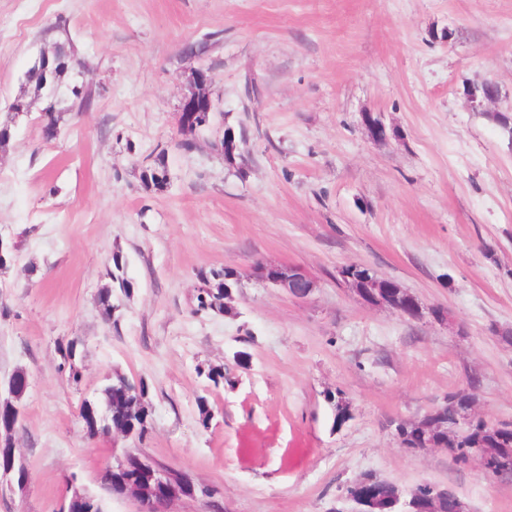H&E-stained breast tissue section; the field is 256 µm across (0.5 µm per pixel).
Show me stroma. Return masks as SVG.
<instances>
[{
	"label": "stroma",
	"instance_id": "obj_1",
	"mask_svg": "<svg viewBox=\"0 0 512 512\" xmlns=\"http://www.w3.org/2000/svg\"><path fill=\"white\" fill-rule=\"evenodd\" d=\"M61 18L85 63L64 81L97 101L77 113L59 97L48 141L45 100L8 112ZM214 33L210 57L184 53ZM202 64L224 117L185 151L178 107ZM249 78L260 130L229 160L213 143L243 119ZM487 80L498 99L473 104ZM509 111L512 0H0V232L18 246L0 272V401L14 375L29 382L16 436L29 480L0 512H56L73 475L99 492L125 447L216 487L224 512H357L346 489L366 474L512 512V481L407 451L387 427L472 371L486 418L512 420V144L496 120ZM161 151L167 184L145 189ZM116 252L132 288L115 324L98 292ZM259 262L300 269L312 291L259 282ZM351 264L427 315L365 302L339 274ZM222 268L240 278L234 301L198 310ZM72 340L76 381L58 352ZM118 374L143 382L149 433L87 439L80 403ZM336 394L352 414L341 425Z\"/></svg>",
	"mask_w": 512,
	"mask_h": 512
}]
</instances>
